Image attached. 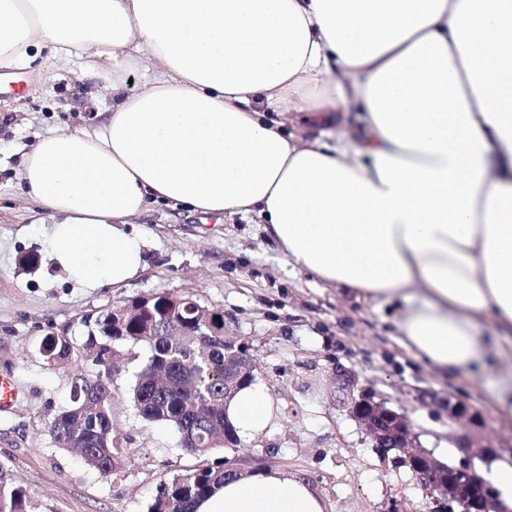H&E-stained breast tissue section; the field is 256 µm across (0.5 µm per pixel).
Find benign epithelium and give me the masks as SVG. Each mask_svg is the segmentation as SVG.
Instances as JSON below:
<instances>
[{
	"label": "benign epithelium",
	"instance_id": "benign-epithelium-1",
	"mask_svg": "<svg viewBox=\"0 0 512 512\" xmlns=\"http://www.w3.org/2000/svg\"><path fill=\"white\" fill-rule=\"evenodd\" d=\"M253 377L248 349L242 344L224 342V390H230ZM351 414L372 442L384 454L395 452V458L408 465L422 486L430 493L431 512H501L492 493L479 501L469 494L470 487L484 483L468 460L460 461L454 474L444 464L411 444V426L402 413L362 396L354 401Z\"/></svg>",
	"mask_w": 512,
	"mask_h": 512
}]
</instances>
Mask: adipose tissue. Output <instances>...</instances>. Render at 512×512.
I'll list each match as a JSON object with an SVG mask.
<instances>
[{
    "label": "adipose tissue",
    "instance_id": "obj_1",
    "mask_svg": "<svg viewBox=\"0 0 512 512\" xmlns=\"http://www.w3.org/2000/svg\"><path fill=\"white\" fill-rule=\"evenodd\" d=\"M512 0H0V69L87 56L109 112L39 137L19 179L80 287L147 266L150 204L258 216L291 262L400 308L402 344L443 374L512 334ZM147 76L123 95L134 70ZM365 112L358 143L304 144L272 114ZM267 429L259 384L226 407ZM196 512H325L302 477L225 481Z\"/></svg>",
    "mask_w": 512,
    "mask_h": 512
}]
</instances>
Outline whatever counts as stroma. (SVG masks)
I'll use <instances>...</instances> for the list:
<instances>
[{"instance_id":"1","label":"stroma","mask_w":512,"mask_h":512,"mask_svg":"<svg viewBox=\"0 0 512 512\" xmlns=\"http://www.w3.org/2000/svg\"><path fill=\"white\" fill-rule=\"evenodd\" d=\"M81 64L77 58L71 68L59 67L45 49L11 73L26 82L24 94L0 90V374L21 388L13 407L0 412V470L28 493V512H148L162 484L219 460L248 473L294 472L321 495L326 512H388L395 501L405 512H430L417 477L385 460L351 416L362 392L403 413L414 445L440 462L461 459L457 439L466 435L488 446L473 457L477 473L494 458L512 463V432L497 428L482 380L464 372L450 377L417 360L387 306L290 264L258 216L219 220L152 205L139 220L152 240L148 265L122 288H80L49 264L40 227L48 215L28 198L18 173L37 135L94 129L99 112L111 107L94 80H74ZM361 117L352 105L334 113L332 124L313 125L298 112L288 131L309 144L340 136L356 143L365 135ZM163 291L223 310L226 336L247 347L275 418L238 447L196 457L174 427L146 422L128 397L148 346H118L112 424L126 459L104 476L55 445L50 421L70 406L73 380L95 372L79 350L85 318ZM52 335L78 347L67 368L46 361L43 341ZM340 366L356 377L344 391L336 385ZM452 399L470 407L474 422L449 418Z\"/></svg>"}]
</instances>
